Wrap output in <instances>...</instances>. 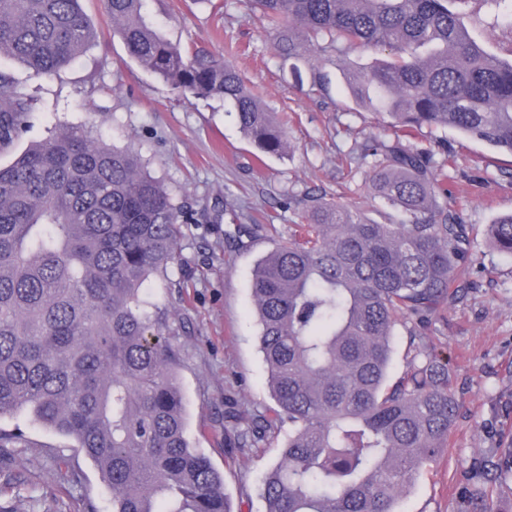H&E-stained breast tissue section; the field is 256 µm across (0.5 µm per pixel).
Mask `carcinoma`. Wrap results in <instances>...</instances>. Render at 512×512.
Masks as SVG:
<instances>
[{"label": "carcinoma", "mask_w": 512, "mask_h": 512, "mask_svg": "<svg viewBox=\"0 0 512 512\" xmlns=\"http://www.w3.org/2000/svg\"><path fill=\"white\" fill-rule=\"evenodd\" d=\"M457 0H249L285 58L331 62L387 53L347 70L360 105L391 119L373 140V182L399 224L363 219L358 202L317 203L300 238L261 258L251 290L258 348L288 424L264 474V512H396L447 446L460 404L448 368L425 354L386 384L400 316L424 323L473 287L474 228L441 205L445 163L404 140L451 128L512 154V62L474 41ZM108 0L129 55L172 89L222 97L264 155L288 147L275 119L226 60L189 56L143 15ZM96 32L79 0H0V53L34 76L59 73ZM31 98L0 70V144L28 127ZM183 206L140 155L67 127L0 166V416L27 410L76 442L112 490V512H232L224 479L187 437L174 348L142 296L178 255ZM512 255V214L488 225Z\"/></svg>", "instance_id": "carcinoma-1"}]
</instances>
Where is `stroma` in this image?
<instances>
[{
  "label": "stroma",
  "instance_id": "35a3bbf8",
  "mask_svg": "<svg viewBox=\"0 0 512 512\" xmlns=\"http://www.w3.org/2000/svg\"><path fill=\"white\" fill-rule=\"evenodd\" d=\"M96 41L52 78L29 76L0 54V69L32 97L29 127L0 149L9 165L31 143L59 127H85L108 145L135 147L152 176L183 202L190 216L168 278L146 282L145 298L162 314L175 351L173 372L186 404L190 442L224 475L234 512H264L260 489L288 437L267 432L256 446L241 430L259 423L274 401L258 349L252 270L271 248L306 223L313 200L346 203L365 196V219L399 223L402 215L371 187V138L392 140L386 117L356 106L339 67L313 54L282 58L276 34L246 0H146L149 20L189 52L227 58L267 111L288 119L290 152L264 159L218 97L177 94L143 70L113 32L106 0H80ZM470 35L488 52L512 59V13L493 15L484 0L456 6ZM330 83L314 86L315 67ZM411 146L448 159L449 209L473 225L475 288L428 323L399 319L392 336L389 382L403 376L417 352L448 366L461 409L450 444L416 475L398 512H469L492 492L512 512V475L490 468L512 455V257L493 251L484 231L512 213V155L453 129H422ZM0 429L22 443L0 447V512H112V493L97 467L70 439L24 411L0 416ZM69 458V466L59 457Z\"/></svg>",
  "mask_w": 512,
  "mask_h": 512
}]
</instances>
